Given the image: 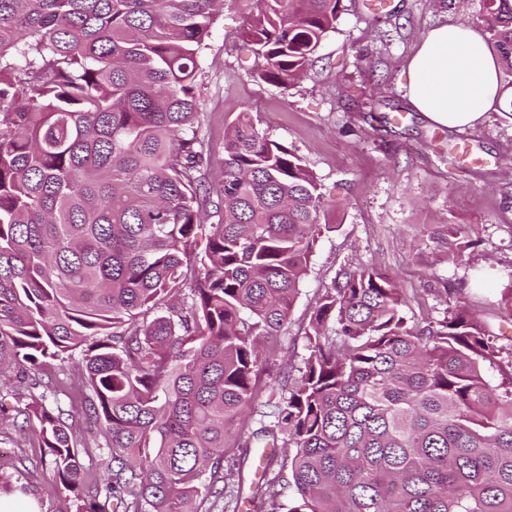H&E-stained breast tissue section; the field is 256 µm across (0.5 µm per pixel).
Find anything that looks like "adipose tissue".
I'll list each match as a JSON object with an SVG mask.
<instances>
[{
	"mask_svg": "<svg viewBox=\"0 0 512 512\" xmlns=\"http://www.w3.org/2000/svg\"><path fill=\"white\" fill-rule=\"evenodd\" d=\"M407 95L431 122L451 130L479 125L501 95L484 34L465 23L428 31L408 64Z\"/></svg>",
	"mask_w": 512,
	"mask_h": 512,
	"instance_id": "ef3b65f1",
	"label": "adipose tissue"
}]
</instances>
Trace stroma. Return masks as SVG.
I'll return each instance as SVG.
<instances>
[{"label":"stroma","instance_id":"obj_1","mask_svg":"<svg viewBox=\"0 0 512 512\" xmlns=\"http://www.w3.org/2000/svg\"><path fill=\"white\" fill-rule=\"evenodd\" d=\"M256 0H224L206 38L199 76V125L208 159L207 181L224 178V132L249 113L269 139L292 149L314 174L335 224L316 243L287 325L274 341L267 371L287 375L306 355L304 328L317 298L343 268L370 267L393 278L405 311L438 313L465 303L503 346L512 323L499 315L502 284L512 276V116L491 110L482 125L461 130L436 125L406 95L410 56L426 33L443 23L480 27V0H389L371 12L365 0H340L336 29L314 53L300 81L282 88L261 81L257 61L241 39L257 13ZM426 224H466L477 239L453 260L425 246ZM70 365L18 375L4 373L0 391V484L20 512H77L101 483L111 454L95 445L84 398L71 387ZM45 397L73 416L72 431L90 484L71 491L42 464L40 426L27 423L32 398ZM241 503L208 500L205 512H287L290 490L258 499L260 449L238 448Z\"/></svg>","mask_w":512,"mask_h":512}]
</instances>
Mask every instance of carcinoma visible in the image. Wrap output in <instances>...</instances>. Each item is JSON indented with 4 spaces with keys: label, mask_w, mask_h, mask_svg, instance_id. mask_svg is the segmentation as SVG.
<instances>
[{
    "label": "carcinoma",
    "mask_w": 512,
    "mask_h": 512,
    "mask_svg": "<svg viewBox=\"0 0 512 512\" xmlns=\"http://www.w3.org/2000/svg\"><path fill=\"white\" fill-rule=\"evenodd\" d=\"M223 0H0V364L70 362L112 450L80 512H197L240 446L293 449L254 496L288 512H512V375L459 303L409 317L398 284L339 270L305 329L308 354L261 382L327 217L313 173L247 112L207 184L200 54ZM242 34L260 80L286 87L336 29L340 0H258ZM512 94V0H481ZM209 204L204 256L192 259ZM422 240L459 257L462 224ZM499 311L512 320V279ZM82 349L79 362L73 351ZM61 408L26 419L67 488L82 462Z\"/></svg>",
    "instance_id": "obj_1"
}]
</instances>
